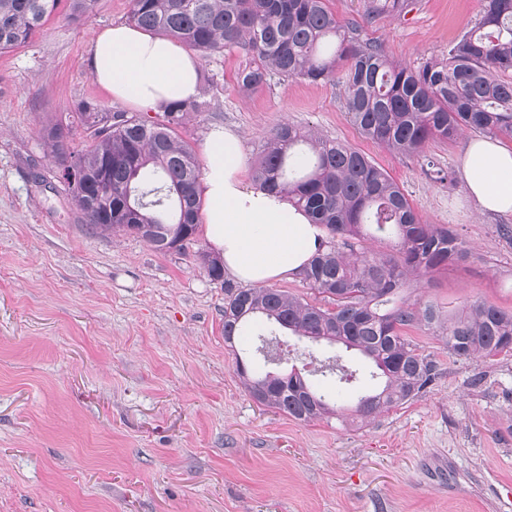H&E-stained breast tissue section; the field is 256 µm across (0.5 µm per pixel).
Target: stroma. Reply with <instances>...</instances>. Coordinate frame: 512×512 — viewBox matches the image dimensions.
<instances>
[{
	"instance_id": "1",
	"label": "stroma",
	"mask_w": 512,
	"mask_h": 512,
	"mask_svg": "<svg viewBox=\"0 0 512 512\" xmlns=\"http://www.w3.org/2000/svg\"><path fill=\"white\" fill-rule=\"evenodd\" d=\"M131 0H95L82 24L51 17L30 44L0 53V512H512V356L460 360L410 330L435 365L417 398L366 422L301 423L259 405L224 342L231 278L197 250L160 253L84 224L53 173L41 131L81 103L126 111L91 77L95 31L127 23ZM484 0H414L368 26L395 62L447 54ZM235 51L199 59L208 112L180 129L197 162L211 124L240 137L254 170L288 122L367 155L430 224L466 242L468 262L414 283L411 299L512 310V215L480 210L461 172L465 137L429 143L438 181L348 120L334 83L272 79L241 93ZM339 358L358 395L371 383L343 346L283 350L284 368Z\"/></svg>"
}]
</instances>
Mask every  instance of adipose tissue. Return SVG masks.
<instances>
[{
  "instance_id": "1",
  "label": "adipose tissue",
  "mask_w": 512,
  "mask_h": 512,
  "mask_svg": "<svg viewBox=\"0 0 512 512\" xmlns=\"http://www.w3.org/2000/svg\"><path fill=\"white\" fill-rule=\"evenodd\" d=\"M89 73L113 101L142 112L194 99L200 89L195 54L169 38L117 24L94 35ZM199 193L207 204L204 234L224 269L246 284L292 278L311 260L325 235L286 197L244 183L239 137L210 126ZM470 194L482 210L512 214V149L470 138L462 157Z\"/></svg>"
}]
</instances>
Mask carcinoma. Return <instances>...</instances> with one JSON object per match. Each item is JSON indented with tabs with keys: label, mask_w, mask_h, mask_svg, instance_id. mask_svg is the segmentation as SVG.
<instances>
[{
	"label": "carcinoma",
	"mask_w": 512,
	"mask_h": 512,
	"mask_svg": "<svg viewBox=\"0 0 512 512\" xmlns=\"http://www.w3.org/2000/svg\"><path fill=\"white\" fill-rule=\"evenodd\" d=\"M363 22L340 19L327 0H131L135 26L160 32L204 56L238 50L249 64L236 74L244 93L272 78L336 79L347 116L367 139L395 155L421 158L431 141L469 130L512 138V0H486L476 25L448 56L417 68L389 59L365 38L364 26L400 15L411 0H363ZM95 0H0V51L27 43L61 10L72 22L90 17ZM209 109L205 100L177 102L163 120L112 113L80 148L69 145L64 123L43 129L49 156L74 169L71 199L84 223L124 231L159 252L186 250L200 219L201 171L178 135L188 119ZM259 189L284 194L326 230L322 248L302 273L322 296L317 306L269 288L230 289L224 299V341L244 342L272 363L277 342L266 324L311 343L340 344L370 363L377 387L352 415L364 422L417 397L434 378L409 329L432 332L458 359L512 354V310L474 300L457 312L402 296L423 275L472 257L448 228L426 224L404 190L367 156L311 129L290 124L271 134L254 171ZM214 281L217 259L201 254ZM236 373L260 405L300 422L340 414L345 392L333 380L261 370L235 353Z\"/></svg>",
	"instance_id": "carcinoma-1"
}]
</instances>
